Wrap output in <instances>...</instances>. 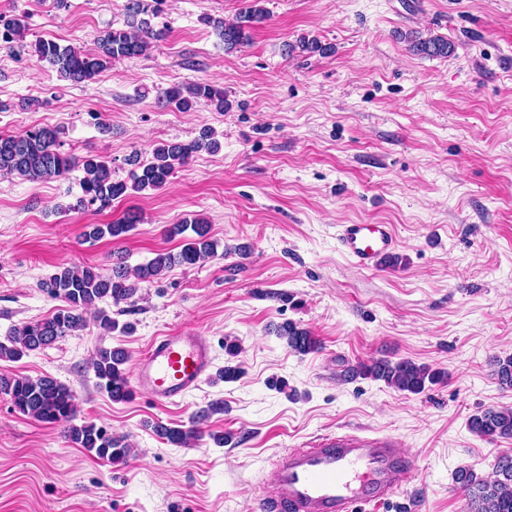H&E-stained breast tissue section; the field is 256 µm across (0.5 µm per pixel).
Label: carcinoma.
Masks as SVG:
<instances>
[{
  "mask_svg": "<svg viewBox=\"0 0 512 512\" xmlns=\"http://www.w3.org/2000/svg\"><path fill=\"white\" fill-rule=\"evenodd\" d=\"M263 0H244L235 21L226 23L213 20L214 28L224 40V49L231 51L250 40V29L263 22L267 11L261 6ZM149 6L138 3L134 7L126 28L109 29L96 39V51L82 53L69 46L40 39L35 44V53L40 62H46L65 79L84 83L95 79L108 64L116 59L137 57L146 52L150 42L163 38V31L156 30L144 17ZM26 26L14 15L0 14V41L9 45L22 36ZM412 51L428 56H446L453 51L452 44L442 36L422 38L411 31L403 34ZM206 101L224 110V91L208 82L177 84L163 93L160 103L179 111H188L196 103ZM60 129L34 126L14 134L0 135V175H19L31 182H46L63 177L76 168L82 169L80 181L82 196L68 209L102 210L112 201L127 195L128 190H158L172 176L175 166L186 163L200 151L214 153L220 144L203 130L199 137L188 142H165L156 146L152 156L142 161L138 154L128 158L132 169L126 180L112 176V166L107 160L95 155L75 156L59 150ZM138 222V216L129 211L124 217L110 223L92 226L85 234L89 239L109 236L114 240L123 238ZM191 235H186V232ZM169 236H185V244L177 255L159 251L147 263L129 270L114 267L108 271L98 266H67L57 271L42 283L44 291L52 298L60 299L64 305L52 315L24 322L10 329L5 340L0 341V360L19 361L29 353L44 349L58 340L83 330L87 324L86 314L99 301L110 298L114 304L133 301L138 292L157 282L173 265L192 266L215 256L216 245L208 237V224L198 218L192 224H175L167 229ZM278 336L286 341L288 348L307 355L319 351V341L311 333L293 322L280 326ZM127 355L121 348H99L92 357L90 366L97 387L110 400L119 403L132 397L128 387L126 368ZM495 375L499 384L512 388V355L495 360ZM343 380L357 378L382 381L401 392L420 394L426 388L444 384L448 372L417 364L411 359L391 360L373 358L352 365L344 370ZM0 394L8 396L19 412L31 415L39 421L55 424L72 421L78 413L75 392L66 384L49 376L31 378L19 375H0ZM224 410L221 402H215L197 416L188 428L154 426L156 434L176 447H186L198 437V424L217 411ZM469 429L479 437L495 440L512 439V410L488 408L481 410L468 421ZM68 440L92 456L113 463L124 462L131 449L124 438L114 436L106 428L94 423L71 426L67 430ZM455 482L468 492L469 512H512V457L503 456L496 461L493 475L480 478L468 470L455 473Z\"/></svg>",
  "mask_w": 512,
  "mask_h": 512,
  "instance_id": "1",
  "label": "carcinoma"
}]
</instances>
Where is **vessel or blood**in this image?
I'll list each match as a JSON object with an SVG mask.
<instances>
[{
    "label": "vessel or blood",
    "mask_w": 512,
    "mask_h": 512,
    "mask_svg": "<svg viewBox=\"0 0 512 512\" xmlns=\"http://www.w3.org/2000/svg\"><path fill=\"white\" fill-rule=\"evenodd\" d=\"M342 251L365 270L379 268L397 250L389 224H342ZM213 367L208 336L176 329L157 336L134 364L133 391L155 404L176 403L197 390ZM416 470L414 459L383 436L327 435L279 453L261 472L269 493L257 512H364L366 506L403 496Z\"/></svg>",
    "instance_id": "vessel-or-blood-1"
}]
</instances>
